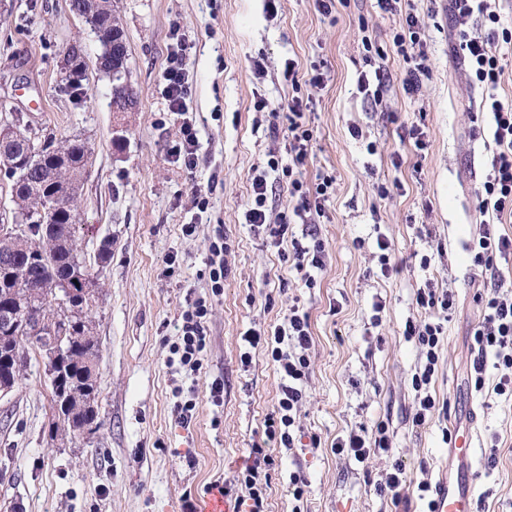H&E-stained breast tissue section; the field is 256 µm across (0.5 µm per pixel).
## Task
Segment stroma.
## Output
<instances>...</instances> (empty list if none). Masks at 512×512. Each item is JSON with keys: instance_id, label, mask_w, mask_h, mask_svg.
I'll return each instance as SVG.
<instances>
[{"instance_id": "35a3bbf8", "label": "stroma", "mask_w": 512, "mask_h": 512, "mask_svg": "<svg viewBox=\"0 0 512 512\" xmlns=\"http://www.w3.org/2000/svg\"><path fill=\"white\" fill-rule=\"evenodd\" d=\"M424 22L429 72L418 93H405L406 69L392 39L395 16L376 0H340L323 15L317 0H115L129 59L127 78L138 94L128 112L109 106L110 83L98 71L99 47L69 0H0V112L56 138H86L92 147L81 195L82 257L97 278L88 312L101 356L97 375L98 430L50 437L51 386L38 351L14 391L0 400V512H182L184 499L204 508L211 483L232 478L248 448L262 442L275 410L280 376L264 350L242 367L248 329L282 323L292 301L309 315L314 348L300 422L320 440L317 450L278 449L265 512H290L291 474L304 475L306 512H427L417 485L436 482L448 462L446 434H471L476 449L478 512H512V400L496 395L495 369L483 389L470 378L473 331L481 319L478 276L469 246L476 238V191L495 149L473 118L484 91L456 49L451 0H415ZM188 31L186 67L193 79L200 161L188 172L169 149L181 119L162 95L169 27ZM87 60L72 88L60 77L72 45ZM300 72L328 76L313 92L314 130L307 181L336 179L329 222L317 230L326 247L314 287L297 278L277 247L245 219L250 177L279 150L257 100L278 106L291 95L287 60ZM392 76L379 99L357 90L361 74ZM418 123L428 149L418 154L397 136L398 123ZM401 167H393L394 156ZM391 186L388 196L380 184ZM209 190V207L194 218V190ZM195 223L187 237L182 227ZM223 225L231 245L224 291L211 293L207 242ZM389 243L399 273L382 275L378 237ZM179 264L166 273L165 259ZM432 255L429 268L421 258ZM454 293L444 324L438 369L429 392L438 402L413 426L411 378L421 365L409 320L424 319L415 294L426 284ZM213 304L200 373L166 364L187 298ZM382 324L372 327L374 303ZM224 382V402L209 389ZM196 390L190 425L173 416V389ZM392 449L371 469L337 455V439L378 422ZM495 466H488L489 455ZM400 463L410 486L399 503L374 484Z\"/></svg>"}]
</instances>
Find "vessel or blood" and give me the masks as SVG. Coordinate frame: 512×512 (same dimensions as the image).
I'll list each match as a JSON object with an SVG mask.
<instances>
[{"mask_svg": "<svg viewBox=\"0 0 512 512\" xmlns=\"http://www.w3.org/2000/svg\"><path fill=\"white\" fill-rule=\"evenodd\" d=\"M474 456L470 437H460L451 443L448 464L435 486L431 512H474Z\"/></svg>", "mask_w": 512, "mask_h": 512, "instance_id": "vessel-or-blood-1", "label": "vessel or blood"}]
</instances>
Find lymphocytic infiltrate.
<instances>
[{
  "label": "lymphocytic infiltrate",
  "instance_id": "lymphocytic-infiltrate-1",
  "mask_svg": "<svg viewBox=\"0 0 512 512\" xmlns=\"http://www.w3.org/2000/svg\"><path fill=\"white\" fill-rule=\"evenodd\" d=\"M497 0H453L456 23L459 27L457 48L467 60L472 77L485 89L482 115L485 117L495 144L490 167L479 189L476 200V222L481 231L470 248L474 266L490 281L491 292L482 297V320L473 333L472 370L475 389H483L488 368H495L499 378L494 386L496 395L512 397V287L505 273L512 269V236L498 232L503 218H512V102L496 93L504 70L507 50L512 49V28L506 27L496 6ZM380 9L398 16L399 27L393 44L408 65L402 85L405 91L418 90L426 74L428 56L421 34L424 24L415 13L411 0H378ZM482 16L487 29L482 33L470 32L468 20ZM167 48L166 67L162 73L163 93L171 112L182 115L181 138L173 145L174 162L186 170L199 164V140L194 119L188 118L186 100L192 84L184 67L183 58L188 40L171 33ZM284 78L290 81L293 96L281 103L283 120H270L271 137H283L287 162L270 156L266 170L253 174L248 202L247 220L264 228L274 246L288 245L286 255L301 281L313 286L315 274L323 266L325 244L316 234L290 235L292 224H316L326 215V203L331 197L335 179L320 173L315 183H307L304 171L308 164L313 140V129L307 117L312 102V90L322 88L323 73L299 79L295 61L285 64ZM280 173L288 183L290 207L277 217H270L267 209V176ZM418 308L428 311L423 321L407 322L404 334L415 340L424 360L423 366L412 378L418 391L414 425H423L435 407V400L426 392L437 369L443 325L435 321V314H448L454 300L452 294L430 288L419 290L415 297ZM212 305L205 298L190 300L181 314L179 337L168 347L166 363L175 371L198 372L202 368L200 353L206 346L207 323ZM243 339L250 349L264 347L280 374L278 405L265 421V440L253 445L243 468L232 479L217 485L219 495L233 498L236 505L247 506L248 512H264L261 481L280 464L275 447L293 448L305 443L315 449L320 445L317 437L307 436L299 423L304 387L311 375L313 339L309 316L299 304H292L283 323L270 326L266 331L248 330ZM391 440L385 423H377L371 434L350 433L336 443L337 454L353 458L357 463L369 465L372 459L389 453Z\"/></svg>",
  "mask_w": 512,
  "mask_h": 512
}]
</instances>
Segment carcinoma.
Returning <instances> with one entry per match:
<instances>
[{"mask_svg":"<svg viewBox=\"0 0 512 512\" xmlns=\"http://www.w3.org/2000/svg\"><path fill=\"white\" fill-rule=\"evenodd\" d=\"M73 4L92 23L91 30L100 42H110L123 34L112 11L99 0H73ZM65 80L71 84L82 81L83 64L77 57L69 59L63 67ZM91 155L89 142L74 137L62 142L52 136L44 137V146L38 159L32 163L24 181L10 183L15 212L26 217L16 224L15 247L24 255L25 263L15 265L0 261V317L9 312L16 318L17 330L23 339L14 343L16 353L8 364V373L20 377L30 361L29 349L37 343L28 339L30 331L40 324L59 323L71 310L70 306L51 307L46 297L55 284H68L73 288L72 303L82 305L85 282L76 280L78 268L85 262L76 242L80 212L76 204V190L85 173ZM56 196L70 203L61 212L49 211ZM85 319H72L68 333V362L64 369L70 384L80 381L85 360L100 356L97 338ZM97 390L70 394L63 384L52 388V401L62 421L68 418L86 419L84 404L96 400Z\"/></svg>","mask_w":512,"mask_h":512,"instance_id":"carcinoma-1","label":"carcinoma"}]
</instances>
